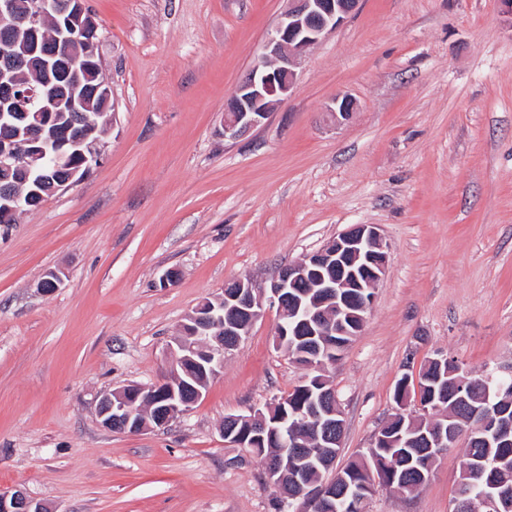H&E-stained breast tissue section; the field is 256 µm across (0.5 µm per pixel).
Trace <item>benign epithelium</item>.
Returning <instances> with one entry per match:
<instances>
[{"mask_svg":"<svg viewBox=\"0 0 512 512\" xmlns=\"http://www.w3.org/2000/svg\"><path fill=\"white\" fill-rule=\"evenodd\" d=\"M359 0H288V9L280 23L264 42L252 68L238 83L233 94L224 102V138L236 140L259 126L268 118L280 97L294 85L297 68L304 52L317 43L328 31L336 29L357 9ZM58 18L60 35L56 42L66 41L68 48L63 60L57 53L46 54L41 61L46 80L53 73L61 78L69 73L79 58L96 59L95 43L91 36L97 25L85 5V0H29L25 9L15 8L13 0H0V20L8 23L11 38L0 53V100L10 105L18 120L26 123L25 136L0 139V168L29 176L31 165L47 157L63 163L71 157L78 163L69 166L64 178L54 185L58 191L79 182L102 159L98 147L82 148L68 135L46 138L45 128L54 121V113L46 106L32 107L37 93L35 86L20 79L19 70L27 57L38 49L39 36L47 18ZM30 198L15 192L10 186L0 188V223L12 224L18 212L26 209ZM388 252L378 228L372 224H353L326 242L304 261L281 269L268 290L254 295L248 278H236L224 285L214 303L202 301L188 317L182 336L176 341L174 363L186 360L195 363L204 375V382L187 385V392L178 396L172 390L158 386L126 387L103 393L99 399L98 416L107 429L131 428L144 431L152 426L164 427L186 413L205 395L209 382L224 369V358L235 350L248 329L264 314L265 306L282 309L287 303L301 308L295 296L297 288H316L321 303L308 305L299 328L306 330L305 338L315 336H356L363 327L352 331L342 328L351 299L369 290L381 280L388 265ZM297 328V329H299ZM281 336L297 334L279 323ZM144 394L156 397L159 404L157 419L151 424L137 416V402ZM302 423L311 422L321 430L317 436L321 448L341 447L344 430L342 414L334 390L319 381L318 391L308 407L295 412ZM255 412L248 415L230 414L223 429L224 441L233 448L243 447L236 432L239 423L253 421ZM501 414L487 409L482 417V429L500 436ZM461 435L460 429L450 426L427 435L422 434L431 455L420 458L414 470L421 479L430 476L437 457L451 447ZM0 512H49L41 503L21 490H0Z\"/></svg>","mask_w":512,"mask_h":512,"instance_id":"obj_1","label":"benign epithelium"}]
</instances>
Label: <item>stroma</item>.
<instances>
[{
	"mask_svg": "<svg viewBox=\"0 0 512 512\" xmlns=\"http://www.w3.org/2000/svg\"><path fill=\"white\" fill-rule=\"evenodd\" d=\"M116 117L79 182L0 224V489L49 512H278L224 418L305 375L268 309L204 399L115 432L104 391L170 377L171 346L225 282L266 287L353 224L389 253L364 326L325 371L344 420L336 466L400 410L436 355L512 372V15L501 0H360L304 54L264 122L224 137V102L286 0H86ZM353 116L337 121L335 100ZM178 276L160 284L161 275ZM63 282L46 293L47 270ZM464 446L369 512H451Z\"/></svg>",
	"mask_w": 512,
	"mask_h": 512,
	"instance_id": "1",
	"label": "stroma"
}]
</instances>
